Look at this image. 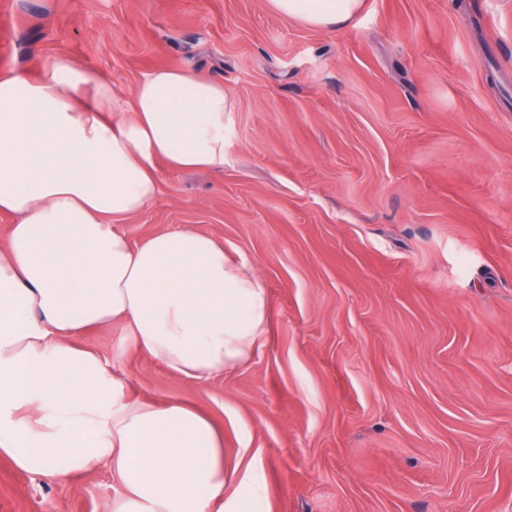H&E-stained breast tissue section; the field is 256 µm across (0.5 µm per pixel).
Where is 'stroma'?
<instances>
[{"label": "stroma", "instance_id": "1", "mask_svg": "<svg viewBox=\"0 0 512 512\" xmlns=\"http://www.w3.org/2000/svg\"><path fill=\"white\" fill-rule=\"evenodd\" d=\"M60 55L118 112L163 66L234 107L223 170L162 171L117 225L253 266L266 343L199 381L89 330L124 349L132 398L252 448L268 512H512V0H361L325 29L268 0H0V74ZM120 490L103 467L47 480L0 458V512H108Z\"/></svg>", "mask_w": 512, "mask_h": 512}]
</instances>
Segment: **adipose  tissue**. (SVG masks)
I'll return each instance as SVG.
<instances>
[{"mask_svg": "<svg viewBox=\"0 0 512 512\" xmlns=\"http://www.w3.org/2000/svg\"><path fill=\"white\" fill-rule=\"evenodd\" d=\"M320 28L360 0H269ZM223 83L159 68L135 87L134 121L112 85L60 56L0 74V456L50 480L108 466L109 512H265V477L236 463L194 407L131 400L114 362L77 342L121 325L132 348L199 380L247 363L267 332V290L221 243L189 229L134 244L118 219L155 201L162 169L224 168Z\"/></svg>", "mask_w": 512, "mask_h": 512, "instance_id": "1", "label": "adipose tissue"}]
</instances>
